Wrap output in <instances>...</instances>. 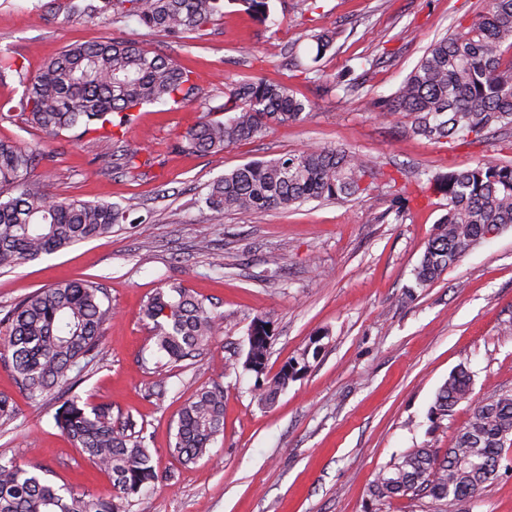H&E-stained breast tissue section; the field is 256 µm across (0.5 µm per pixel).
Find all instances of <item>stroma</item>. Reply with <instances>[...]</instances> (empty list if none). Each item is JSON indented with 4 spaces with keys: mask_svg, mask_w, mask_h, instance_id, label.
<instances>
[{
    "mask_svg": "<svg viewBox=\"0 0 512 512\" xmlns=\"http://www.w3.org/2000/svg\"><path fill=\"white\" fill-rule=\"evenodd\" d=\"M270 19L240 0L205 35L171 37L135 20L77 22L42 0H0V51L37 73L65 46L105 38L137 41L194 71L197 100L144 106L124 141L95 135L48 140L20 117L0 119V138L34 148L52 142L57 159L34 176L62 197L105 200L130 211L109 236L16 267L0 268V310L62 280L95 278L116 317L93 370L74 390L113 417H132L159 475L132 512H438L430 498L371 503L369 486L413 448L445 450L472 404L512 390V230L482 242L438 280L414 285V269L447 201L416 196L429 176L484 158L512 162V130L476 142L438 144L411 135L409 117L379 115L426 47L484 0H269ZM336 40L316 56L311 33ZM315 68L306 77V68ZM287 84L314 106L310 119L276 125L218 153L176 146L202 113L223 119L224 93L257 79ZM347 149L372 168L371 189L351 201H309L244 218H215L203 198L224 172L309 145ZM144 164L122 172L127 149ZM411 191L396 215L390 181ZM189 289L221 317L194 363L169 366L156 394L145 363L153 329L141 310L166 282ZM273 328L268 374L291 359L309 366L269 403L244 371L255 317ZM473 374L469 401L432 425L435 394L458 366ZM224 384V431L208 457L183 465L169 444L178 413L200 387ZM0 393L17 414L0 424V455L40 466L48 479L107 496L108 477L55 426L56 403L35 402L0 364ZM450 512H512V449L497 478Z\"/></svg>",
    "mask_w": 512,
    "mask_h": 512,
    "instance_id": "1",
    "label": "stroma"
}]
</instances>
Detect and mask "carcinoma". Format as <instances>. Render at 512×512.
Here are the masks:
<instances>
[{
	"mask_svg": "<svg viewBox=\"0 0 512 512\" xmlns=\"http://www.w3.org/2000/svg\"><path fill=\"white\" fill-rule=\"evenodd\" d=\"M222 0H49L56 12L79 20L134 19L168 36L202 30L221 10ZM14 76L24 87L10 110L48 136L70 131L121 140L136 112L149 104L181 105L199 93L192 71L152 54L133 40L108 39L66 46L31 78L9 54H0V77ZM223 121L203 116L182 136L177 148L188 153L222 151L250 140L273 124L305 121L313 107L288 85L263 80L243 83L225 94ZM387 117L413 118L411 133L430 141H481L512 128V0H486L484 11L429 45L394 96L379 104ZM55 160L49 144L26 148L0 139V267H12L105 237L126 222L127 210L109 202L63 199L33 179L40 166ZM371 168L356 153L325 146L261 162H251L209 185L205 204L218 217L289 209L312 199H358L370 190ZM447 198L415 268V283L438 279L469 250L512 228V163L481 160L475 166L428 179L420 189ZM153 322L159 374L171 364L200 356L214 338L218 315L189 290L171 284L145 302ZM112 305L97 283L63 281L38 289L10 307L0 324V361L15 384L37 401L58 395L55 426L81 455L107 473L114 494L93 497L48 481L43 470L25 468L0 456V512H127L131 498L155 486L158 474L136 424L118 425L112 406H90L66 396L97 354ZM264 316L247 333L243 369L258 377L262 399L273 400L306 365L296 359L265 375L272 330ZM472 376L461 367L438 389L431 410L435 421L469 400ZM224 431V385L198 389L180 410L170 452L183 464L196 463ZM512 447V391L471 409L468 423L440 455L414 448L381 470L369 488L374 501L428 497L436 505L474 496L493 481Z\"/></svg>",
	"mask_w": 512,
	"mask_h": 512,
	"instance_id": "cac0c4a2",
	"label": "carcinoma"
}]
</instances>
